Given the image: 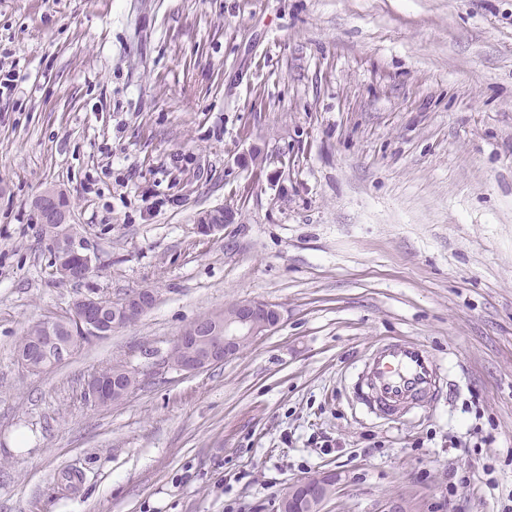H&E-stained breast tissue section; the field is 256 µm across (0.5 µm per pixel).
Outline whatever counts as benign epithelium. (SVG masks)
<instances>
[{"label":"benign epithelium","mask_w":512,"mask_h":512,"mask_svg":"<svg viewBox=\"0 0 512 512\" xmlns=\"http://www.w3.org/2000/svg\"><path fill=\"white\" fill-rule=\"evenodd\" d=\"M231 222V213L214 210L201 217L198 231L202 235H211L224 229ZM56 253L75 251L73 227L70 224L57 225V233L52 235ZM156 294L151 288H143L119 304L121 320L112 322L101 309L102 300L94 296H84L72 303L71 314L64 320H55L45 327V335L33 340L29 351L20 356L21 361L34 368L40 365L37 358L46 351L49 344H55L59 353H64L78 332L84 334H102V326L128 325L147 312ZM280 320V314L273 306L257 301L238 302L233 308L216 312L184 331L178 337L167 357V363L177 371L198 373L220 364L235 355L243 345L253 344L266 335ZM139 384V373L124 365L104 380L94 377L89 381L88 393L93 400L101 404L123 401ZM339 481L335 473L325 472L317 479L305 478L293 484L287 493L288 505L295 508L308 502L321 509L323 502L331 495L333 485Z\"/></svg>","instance_id":"benign-epithelium-1"}]
</instances>
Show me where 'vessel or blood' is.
<instances>
[{
    "instance_id": "b4317fda",
    "label": "vessel or blood",
    "mask_w": 512,
    "mask_h": 512,
    "mask_svg": "<svg viewBox=\"0 0 512 512\" xmlns=\"http://www.w3.org/2000/svg\"><path fill=\"white\" fill-rule=\"evenodd\" d=\"M444 371L422 344L394 339L364 355L352 382L353 399L374 420H407L444 395Z\"/></svg>"
}]
</instances>
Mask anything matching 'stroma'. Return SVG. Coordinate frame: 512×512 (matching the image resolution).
<instances>
[{"label": "stroma", "mask_w": 512, "mask_h": 512, "mask_svg": "<svg viewBox=\"0 0 512 512\" xmlns=\"http://www.w3.org/2000/svg\"><path fill=\"white\" fill-rule=\"evenodd\" d=\"M0 512H496L512 490V0H0ZM94 258L56 272L46 190ZM233 219L204 236L196 224ZM154 308L42 371L77 298ZM242 300L277 326L186 374L182 329ZM395 336L447 399L363 419L349 377ZM140 373L118 405L89 379ZM493 474L498 489L485 485ZM222 222L229 224L231 222V213L229 211L214 210L201 217L198 231L205 236L214 234L224 229ZM338 481V475L330 472H324L316 480L305 478L288 490V505L294 509L302 502H309L311 507L317 509L315 512H321L323 502L331 495L333 485Z\"/></svg>", "instance_id": "stroma-1"}]
</instances>
